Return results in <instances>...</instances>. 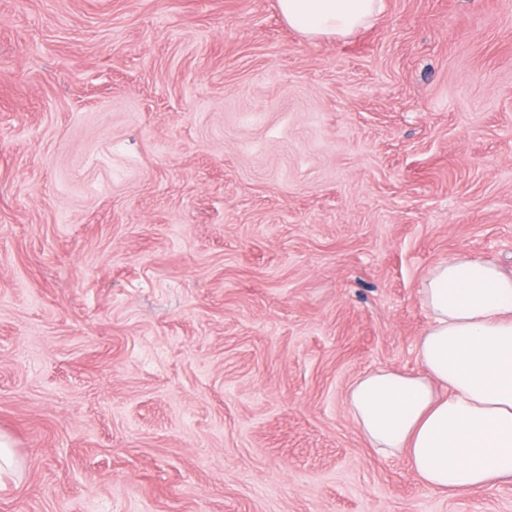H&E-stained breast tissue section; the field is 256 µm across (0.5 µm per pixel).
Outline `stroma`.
<instances>
[{
	"label": "stroma",
	"instance_id": "35a3bbf8",
	"mask_svg": "<svg viewBox=\"0 0 512 512\" xmlns=\"http://www.w3.org/2000/svg\"><path fill=\"white\" fill-rule=\"evenodd\" d=\"M457 252L512 267V0H0V512H512L345 403ZM380 0H279L288 25L309 39L346 37L380 12ZM13 444L10 438L0 433V484L2 479L12 477L18 465V460L13 452Z\"/></svg>",
	"mask_w": 512,
	"mask_h": 512
}]
</instances>
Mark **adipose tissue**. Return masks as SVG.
I'll return each instance as SVG.
<instances>
[{
    "label": "adipose tissue",
    "instance_id": "obj_1",
    "mask_svg": "<svg viewBox=\"0 0 512 512\" xmlns=\"http://www.w3.org/2000/svg\"><path fill=\"white\" fill-rule=\"evenodd\" d=\"M309 39L345 37L380 12V0H278ZM430 322L417 339L422 374L380 369L358 379L348 411L371 448L404 455L441 495L512 481V271L455 253L419 288Z\"/></svg>",
    "mask_w": 512,
    "mask_h": 512
}]
</instances>
